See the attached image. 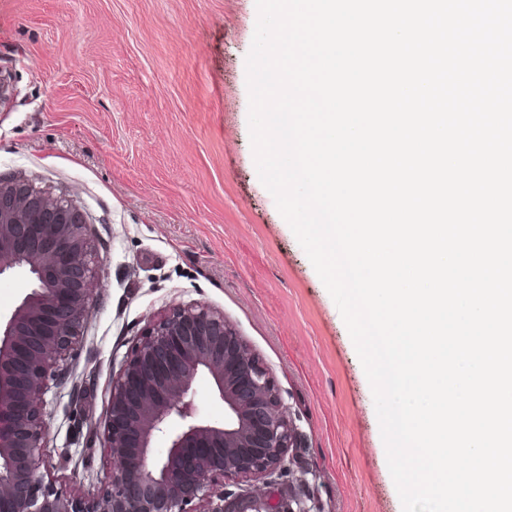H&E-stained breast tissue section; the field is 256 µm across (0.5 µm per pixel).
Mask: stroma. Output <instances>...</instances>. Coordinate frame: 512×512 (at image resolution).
<instances>
[{
	"label": "stroma",
	"mask_w": 512,
	"mask_h": 512,
	"mask_svg": "<svg viewBox=\"0 0 512 512\" xmlns=\"http://www.w3.org/2000/svg\"><path fill=\"white\" fill-rule=\"evenodd\" d=\"M255 0H0V179L86 213L96 302L50 380L52 479L98 492L112 378L170 305L222 310L302 441L269 493L322 512H402L371 386L332 297L260 182L246 56Z\"/></svg>",
	"instance_id": "35a3bbf8"
}]
</instances>
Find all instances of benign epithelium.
I'll return each instance as SVG.
<instances>
[{
    "instance_id": "1",
    "label": "benign epithelium",
    "mask_w": 512,
    "mask_h": 512,
    "mask_svg": "<svg viewBox=\"0 0 512 512\" xmlns=\"http://www.w3.org/2000/svg\"><path fill=\"white\" fill-rule=\"evenodd\" d=\"M85 212L26 178L0 179V276L21 271L31 288L0 318V512H320L294 499L232 500L225 480H259L285 467L299 428L259 357L224 312L175 304L148 321L112 377L101 433L114 463L93 497L49 479L47 380L67 355L94 299L99 256ZM224 402V422L188 399L199 371ZM179 426L168 432L172 417ZM167 434L164 453L152 442Z\"/></svg>"
}]
</instances>
